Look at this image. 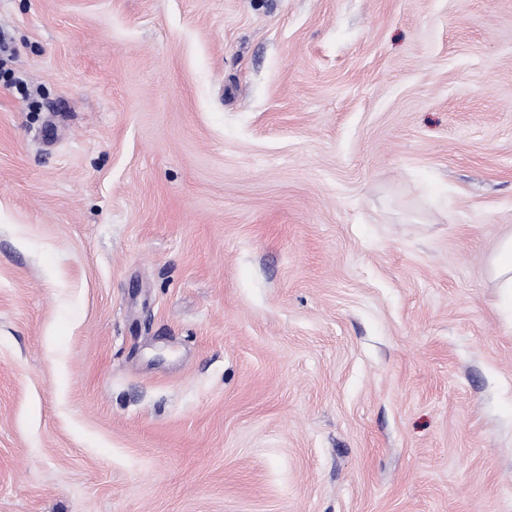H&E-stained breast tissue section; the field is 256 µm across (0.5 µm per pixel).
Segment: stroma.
I'll use <instances>...</instances> for the list:
<instances>
[{"label": "stroma", "instance_id": "35a3bbf8", "mask_svg": "<svg viewBox=\"0 0 512 512\" xmlns=\"http://www.w3.org/2000/svg\"><path fill=\"white\" fill-rule=\"evenodd\" d=\"M512 0H0V512H512ZM491 271L496 287L512 298V233L500 239L492 258Z\"/></svg>", "mask_w": 512, "mask_h": 512}]
</instances>
